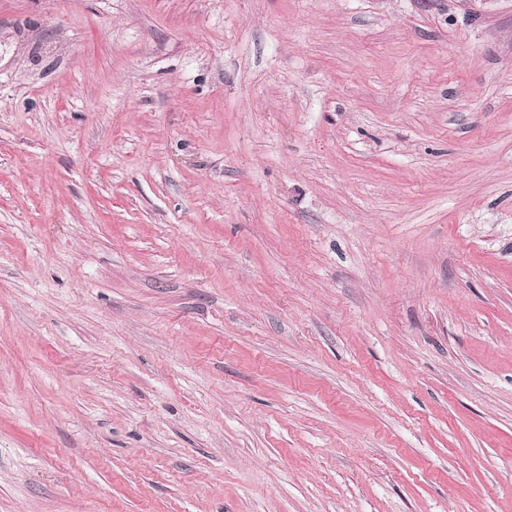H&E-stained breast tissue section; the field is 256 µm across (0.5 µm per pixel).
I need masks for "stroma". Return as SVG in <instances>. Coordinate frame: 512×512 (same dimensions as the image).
I'll use <instances>...</instances> for the list:
<instances>
[{"mask_svg":"<svg viewBox=\"0 0 512 512\" xmlns=\"http://www.w3.org/2000/svg\"><path fill=\"white\" fill-rule=\"evenodd\" d=\"M0 512H512V0H0Z\"/></svg>","mask_w":512,"mask_h":512,"instance_id":"obj_1","label":"stroma"}]
</instances>
